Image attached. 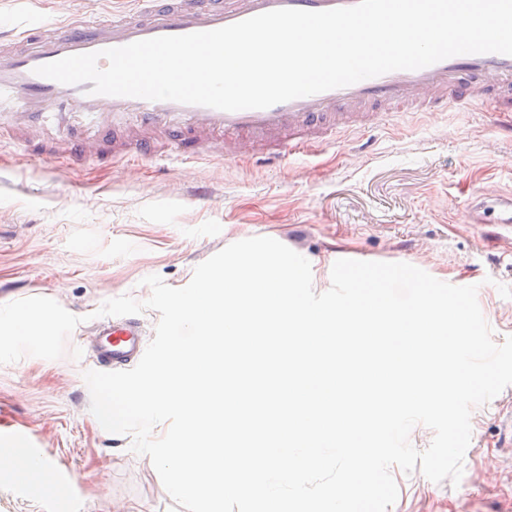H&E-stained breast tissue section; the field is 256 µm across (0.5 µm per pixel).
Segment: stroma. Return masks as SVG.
<instances>
[{
    "instance_id": "35a3bbf8",
    "label": "stroma",
    "mask_w": 512,
    "mask_h": 512,
    "mask_svg": "<svg viewBox=\"0 0 512 512\" xmlns=\"http://www.w3.org/2000/svg\"><path fill=\"white\" fill-rule=\"evenodd\" d=\"M73 123L0 134V304L47 297L82 319L62 358L0 365V456L14 460L0 512H186L131 436L101 427L83 374L103 302L147 299L153 274L185 286L233 242L280 241L309 260L318 293L340 252L412 264L477 286L494 342L512 336V240L468 221L484 188L512 191V140L479 107L401 112L390 129L273 164L158 153L129 173L108 141L97 160L59 162L49 148ZM471 427L460 483L392 468L387 512H512V386Z\"/></svg>"
}]
</instances>
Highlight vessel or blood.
<instances>
[{
	"label": "vessel or blood",
	"instance_id": "vessel-or-blood-1",
	"mask_svg": "<svg viewBox=\"0 0 512 512\" xmlns=\"http://www.w3.org/2000/svg\"><path fill=\"white\" fill-rule=\"evenodd\" d=\"M131 14L95 20L64 9L54 23L15 18L0 42V132L27 126L29 119L70 112L92 119L94 135L71 142L65 156L96 158L100 144L126 123L139 139L127 149L153 154V135H165L169 149L211 156L213 141L227 139L225 155L275 162L285 153L357 133L377 124L387 112H444L490 100L496 111L512 113V56L462 54L418 70H400L353 85L279 103L266 109L235 112L170 101L93 95L88 84L64 85L36 74V67L63 57L124 46L158 36L221 28L282 8L323 11L350 7L357 0H134ZM494 216L512 238V196L483 194L470 208L472 223ZM143 333L132 319L104 322L93 352L109 368L138 358Z\"/></svg>",
	"mask_w": 512,
	"mask_h": 512
}]
</instances>
